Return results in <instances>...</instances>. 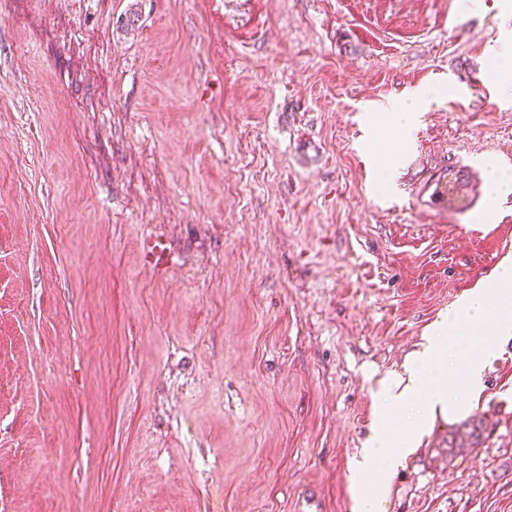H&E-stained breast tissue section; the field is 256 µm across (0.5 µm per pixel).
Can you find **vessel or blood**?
<instances>
[{
  "label": "vessel or blood",
  "mask_w": 512,
  "mask_h": 512,
  "mask_svg": "<svg viewBox=\"0 0 512 512\" xmlns=\"http://www.w3.org/2000/svg\"><path fill=\"white\" fill-rule=\"evenodd\" d=\"M472 168L460 166L456 171L443 172L426 182L418 191L419 207L432 211H472L482 196V185L471 177ZM141 260L156 271L167 269L169 256L165 245L156 237L146 235L140 241Z\"/></svg>",
  "instance_id": "obj_1"
}]
</instances>
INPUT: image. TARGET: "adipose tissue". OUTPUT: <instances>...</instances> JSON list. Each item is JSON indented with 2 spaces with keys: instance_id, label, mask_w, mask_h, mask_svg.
I'll use <instances>...</instances> for the list:
<instances>
[{
  "instance_id": "1",
  "label": "adipose tissue",
  "mask_w": 512,
  "mask_h": 512,
  "mask_svg": "<svg viewBox=\"0 0 512 512\" xmlns=\"http://www.w3.org/2000/svg\"><path fill=\"white\" fill-rule=\"evenodd\" d=\"M488 323L492 337L479 353L458 335L460 323ZM512 340V261L500 263L488 280L467 291L461 302L435 322L396 370L371 392L374 422L370 437L350 464L351 512H380L398 467L420 448L436 426L450 425L472 414L484 394V374L503 343ZM407 414L404 429L393 419ZM381 477L370 493L359 490L372 466Z\"/></svg>"
}]
</instances>
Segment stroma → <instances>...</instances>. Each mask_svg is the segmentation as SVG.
Instances as JSON below:
<instances>
[{"mask_svg":"<svg viewBox=\"0 0 512 512\" xmlns=\"http://www.w3.org/2000/svg\"><path fill=\"white\" fill-rule=\"evenodd\" d=\"M512 0H0V512H350L371 390L512 256ZM422 102L385 162L381 122ZM166 242L165 278L139 240ZM381 512H512V341ZM475 174L469 165H461L455 172H442L426 182L416 194L417 205L431 211H472L482 196V184L473 181Z\"/></svg>","mask_w":512,"mask_h":512,"instance_id":"35a3bbf8","label":"stroma"}]
</instances>
